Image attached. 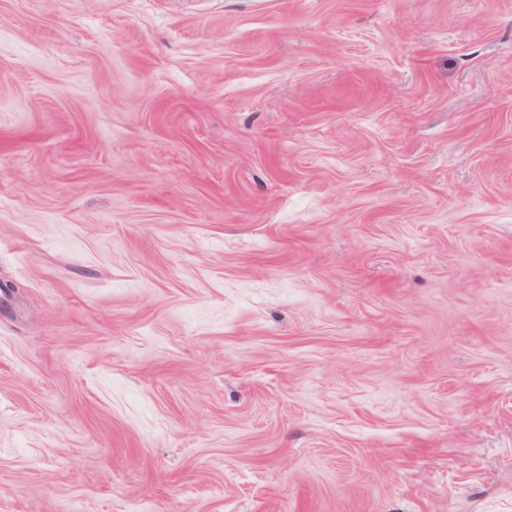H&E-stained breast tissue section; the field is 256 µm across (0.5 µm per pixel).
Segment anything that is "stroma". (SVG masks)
<instances>
[{"instance_id": "35a3bbf8", "label": "stroma", "mask_w": 512, "mask_h": 512, "mask_svg": "<svg viewBox=\"0 0 512 512\" xmlns=\"http://www.w3.org/2000/svg\"><path fill=\"white\" fill-rule=\"evenodd\" d=\"M0 512H512V0H0Z\"/></svg>"}]
</instances>
